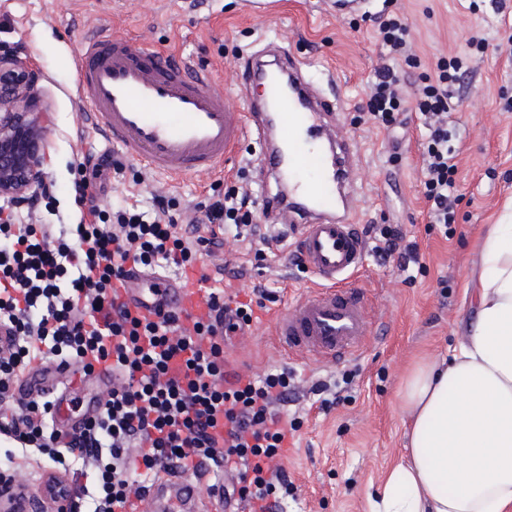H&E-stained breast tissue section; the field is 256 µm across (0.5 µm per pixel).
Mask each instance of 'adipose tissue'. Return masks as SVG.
<instances>
[{
  "mask_svg": "<svg viewBox=\"0 0 512 512\" xmlns=\"http://www.w3.org/2000/svg\"><path fill=\"white\" fill-rule=\"evenodd\" d=\"M479 256L467 286L476 317L407 372L405 455L369 512H512V203Z\"/></svg>",
  "mask_w": 512,
  "mask_h": 512,
  "instance_id": "ef3b65f1",
  "label": "adipose tissue"
}]
</instances>
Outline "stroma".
Returning a JSON list of instances; mask_svg holds the SVG:
<instances>
[{"instance_id":"stroma-1","label":"stroma","mask_w":512,"mask_h":512,"mask_svg":"<svg viewBox=\"0 0 512 512\" xmlns=\"http://www.w3.org/2000/svg\"><path fill=\"white\" fill-rule=\"evenodd\" d=\"M386 11L407 18L416 64L397 61L401 94L412 99L422 73L433 72L440 57L467 56L469 68L453 94L459 103L448 115L457 151L459 200L451 228L430 223L422 175L423 137L414 113L404 126L386 130L367 112L368 83L382 62L373 15ZM133 36L162 56L190 61L212 73L228 104L250 109L259 97L243 87L240 71L266 45L284 41L309 65L311 80L325 99H339L336 134L351 145L355 165L353 222L357 229L390 224L404 241L417 242L422 270L405 281L395 263L368 254L363 273L378 311L372 336L351 360L321 369L290 357L278 347V315L316 285L311 272L290 261L292 238L281 239L255 269L254 247L225 240L205 257L206 267L242 268L240 280L210 281V288L245 302L262 284L272 299L257 311L245 334L224 348L235 373L262 375L288 370L300 379L303 396L296 407L303 425L289 440L283 465L296 491L283 512H368L367 495L386 468L404 453L399 390L411 362L445 350L462 333L475 311L465 294L479 272L478 245L485 225L497 223L512 200V0L497 13L493 0H370L364 13H337L328 0H270L267 13H249L245 0H0V41L14 44L41 72L48 108L41 127L44 170L54 184L49 201L16 211L21 224H75L78 166L88 155H111L121 172H107L101 199L108 208L149 210L155 195L173 198L183 223L196 222L197 203L225 187L262 193L260 146L244 140L228 175L171 180L155 174L108 146L79 101L76 59L101 30ZM486 38L477 51L470 42ZM340 390L342 404L326 410L315 385Z\"/></svg>"}]
</instances>
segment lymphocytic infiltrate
I'll return each instance as SVG.
<instances>
[{
	"label": "lymphocytic infiltrate",
	"instance_id": "f902f5d3",
	"mask_svg": "<svg viewBox=\"0 0 512 512\" xmlns=\"http://www.w3.org/2000/svg\"><path fill=\"white\" fill-rule=\"evenodd\" d=\"M464 67L462 57H442L414 92V110L425 128V198L432 223L455 221L457 166L448 147L449 85ZM400 74L375 70L367 109L390 126L404 110ZM87 209L76 224H18L0 213V434L15 436L18 455L48 456L53 473L32 470L31 479L51 501L67 500L85 512H127L148 481L207 466L226 472L231 495L246 512H275L295 490L283 461L299 415L285 406L295 390L292 373L236 375L227 380L224 339L254 318L255 302L210 292L212 319L175 311L154 319L132 316L118 287L128 266L195 268L221 233L256 243L263 256L273 243L258 222L259 205L236 188L199 204L205 221L179 223L172 200L160 197L155 211L106 213L87 180L76 183ZM55 360L89 373L102 365L112 388L99 417L59 446L49 407L39 399L15 401L17 380L35 358ZM93 476L92 485L82 484Z\"/></svg>",
	"mask_w": 512,
	"mask_h": 512
}]
</instances>
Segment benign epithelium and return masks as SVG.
<instances>
[{
	"label": "benign epithelium",
	"instance_id": "obj_1",
	"mask_svg": "<svg viewBox=\"0 0 512 512\" xmlns=\"http://www.w3.org/2000/svg\"><path fill=\"white\" fill-rule=\"evenodd\" d=\"M41 73L16 47L0 42V197L18 199L46 183L40 133Z\"/></svg>",
	"mask_w": 512,
	"mask_h": 512
}]
</instances>
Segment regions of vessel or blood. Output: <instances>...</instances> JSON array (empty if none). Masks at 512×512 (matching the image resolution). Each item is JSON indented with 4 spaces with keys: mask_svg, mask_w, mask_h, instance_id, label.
<instances>
[{
    "mask_svg": "<svg viewBox=\"0 0 512 512\" xmlns=\"http://www.w3.org/2000/svg\"><path fill=\"white\" fill-rule=\"evenodd\" d=\"M277 68L298 95L271 80L265 64H250L243 83L263 86L276 111L237 112L208 74L163 63L132 38L107 35L86 42L77 60L78 90L108 143L166 177L209 175L246 137L255 138L260 169L277 186L263 203L273 222L295 229L303 262L320 282L279 318L277 341L288 355L330 365L358 353L375 326L368 293L355 281L366 246L349 222L348 151L327 124L330 107L305 85L299 60L283 56ZM122 295L131 311L149 318L160 307L194 315L207 310L204 288L183 287L154 271L131 269ZM91 385L111 388V371L99 367L86 376L49 361L34 365L17 395L48 398L56 429L68 434L101 408L87 391ZM147 496L165 501L163 512H205L223 502L224 478L211 477L204 502L181 474L155 480Z\"/></svg>",
    "mask_w": 512,
    "mask_h": 512,
    "instance_id": "obj_1",
    "label": "vessel or blood"
}]
</instances>
